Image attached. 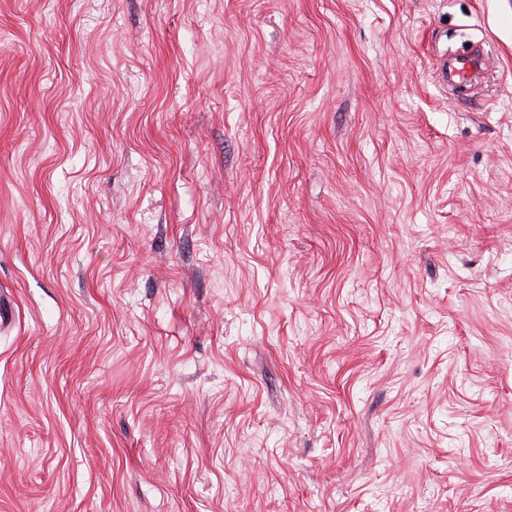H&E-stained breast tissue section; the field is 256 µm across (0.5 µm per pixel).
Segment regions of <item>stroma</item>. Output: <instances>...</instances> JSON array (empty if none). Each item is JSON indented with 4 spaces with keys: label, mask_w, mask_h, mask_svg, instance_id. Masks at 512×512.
<instances>
[{
    "label": "stroma",
    "mask_w": 512,
    "mask_h": 512,
    "mask_svg": "<svg viewBox=\"0 0 512 512\" xmlns=\"http://www.w3.org/2000/svg\"><path fill=\"white\" fill-rule=\"evenodd\" d=\"M0 299V512H512V0H0Z\"/></svg>",
    "instance_id": "1"
}]
</instances>
